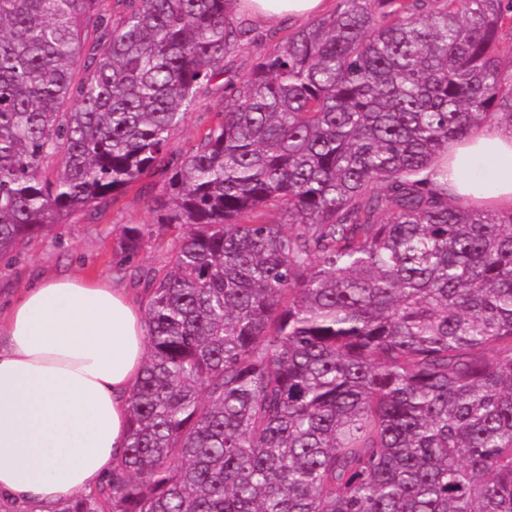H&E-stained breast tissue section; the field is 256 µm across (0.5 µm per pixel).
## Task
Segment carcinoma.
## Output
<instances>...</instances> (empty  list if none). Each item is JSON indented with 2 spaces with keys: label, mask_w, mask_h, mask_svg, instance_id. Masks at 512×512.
Here are the masks:
<instances>
[{
  "label": "carcinoma",
  "mask_w": 512,
  "mask_h": 512,
  "mask_svg": "<svg viewBox=\"0 0 512 512\" xmlns=\"http://www.w3.org/2000/svg\"><path fill=\"white\" fill-rule=\"evenodd\" d=\"M104 2L0 0V256L161 166L176 231L126 452L56 512H512V210L432 167L512 127V0H337L175 161L252 30ZM267 30L254 34L256 41L253 46L235 49L227 54L224 58L223 76L200 87L184 125L170 140L168 154L179 158L191 148L199 132L209 123L214 112L222 104L224 86L227 80L231 78L238 81L249 75L255 61L256 52L259 47L267 44L265 38Z\"/></svg>",
  "instance_id": "obj_1"
}]
</instances>
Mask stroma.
I'll return each mask as SVG.
<instances>
[{
    "mask_svg": "<svg viewBox=\"0 0 512 512\" xmlns=\"http://www.w3.org/2000/svg\"><path fill=\"white\" fill-rule=\"evenodd\" d=\"M256 34L254 45L236 49L224 59V74L200 87L184 125L172 137L169 152L182 157L194 144L224 99L227 80L246 78L258 47L266 45ZM146 190L131 188L118 204L97 213L81 211L70 223L52 226L25 248L0 259V306L7 305L24 288L49 273L77 274L90 280L106 279L124 289L138 304H145V279L167 264L174 237L154 200L166 187L164 174L146 177ZM145 224L153 235L133 260H125L115 245L125 225Z\"/></svg>",
    "mask_w": 512,
    "mask_h": 512,
    "instance_id": "35a3bbf8",
    "label": "stroma"
}]
</instances>
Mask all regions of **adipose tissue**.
<instances>
[{
    "mask_svg": "<svg viewBox=\"0 0 512 512\" xmlns=\"http://www.w3.org/2000/svg\"><path fill=\"white\" fill-rule=\"evenodd\" d=\"M331 0H229L226 19L269 28ZM460 203L512 208V128L485 124L437 160ZM147 323L123 289L49 275L0 310V499L53 512L95 490L127 445Z\"/></svg>",
    "mask_w": 512,
    "mask_h": 512,
    "instance_id": "1",
    "label": "adipose tissue"
}]
</instances>
